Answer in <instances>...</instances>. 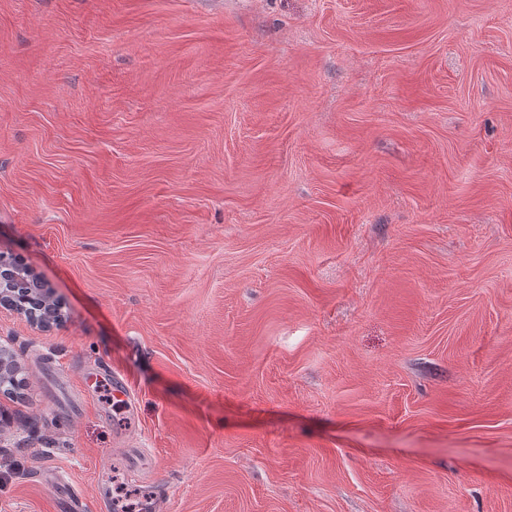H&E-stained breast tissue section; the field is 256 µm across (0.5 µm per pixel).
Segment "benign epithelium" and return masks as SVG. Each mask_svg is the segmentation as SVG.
I'll return each mask as SVG.
<instances>
[{"instance_id":"7a95c632","label":"benign epithelium","mask_w":512,"mask_h":512,"mask_svg":"<svg viewBox=\"0 0 512 512\" xmlns=\"http://www.w3.org/2000/svg\"><path fill=\"white\" fill-rule=\"evenodd\" d=\"M7 309L40 330L61 321L59 302L50 286L29 271L17 269L0 274V310ZM22 367L10 349L0 344V392L17 380Z\"/></svg>"}]
</instances>
